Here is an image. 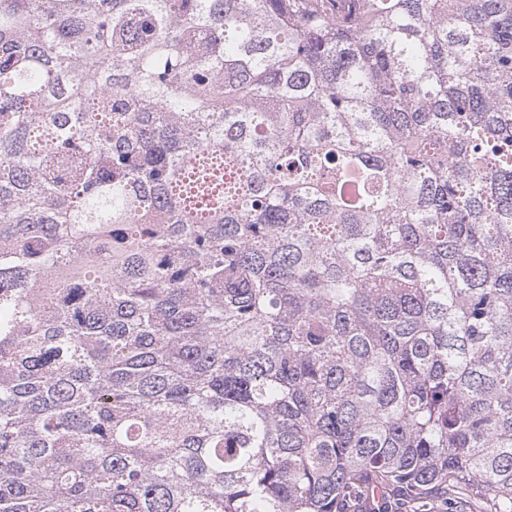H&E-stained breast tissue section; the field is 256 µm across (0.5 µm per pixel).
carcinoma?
Listing matches in <instances>:
<instances>
[{
    "mask_svg": "<svg viewBox=\"0 0 512 512\" xmlns=\"http://www.w3.org/2000/svg\"><path fill=\"white\" fill-rule=\"evenodd\" d=\"M512 512V0H0V512Z\"/></svg>",
    "mask_w": 512,
    "mask_h": 512,
    "instance_id": "cac0c4a2",
    "label": "carcinoma"
}]
</instances>
